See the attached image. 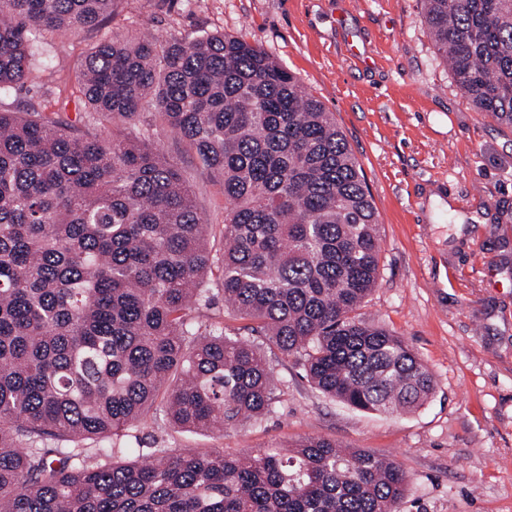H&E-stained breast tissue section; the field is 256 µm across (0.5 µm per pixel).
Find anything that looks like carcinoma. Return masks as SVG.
<instances>
[{"label": "carcinoma", "instance_id": "carcinoma-1", "mask_svg": "<svg viewBox=\"0 0 512 512\" xmlns=\"http://www.w3.org/2000/svg\"><path fill=\"white\" fill-rule=\"evenodd\" d=\"M116 0H0V93L40 62L42 30L99 27ZM457 87L512 126V0H424ZM78 100L114 122L155 113L224 177V258L179 169L137 135L78 133L63 112L0 111V512H397L393 460L303 438L169 454L80 442L141 424L158 394L179 428L222 432L273 411L262 336L323 394L360 411L423 405L435 380L360 310L380 227L334 113L259 44L114 34L76 68ZM220 273L240 326L203 314Z\"/></svg>", "mask_w": 512, "mask_h": 512}]
</instances>
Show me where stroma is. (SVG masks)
<instances>
[{
    "mask_svg": "<svg viewBox=\"0 0 512 512\" xmlns=\"http://www.w3.org/2000/svg\"><path fill=\"white\" fill-rule=\"evenodd\" d=\"M423 0H118L96 29L44 34L43 62L0 111H66L101 138L113 125L77 100L75 67L112 34L256 42L316 96L358 160L382 226L381 275L362 312L399 336L436 386L402 415L363 413L321 393L292 356L258 345L278 400L262 419L221 434L170 424L158 396L144 424L118 439L150 459L238 456L302 437L390 458L403 469L399 512H512V127L476 111L423 22ZM151 142L177 163L224 252V183L154 114Z\"/></svg>",
    "mask_w": 512,
    "mask_h": 512,
    "instance_id": "35a3bbf8",
    "label": "stroma"
}]
</instances>
